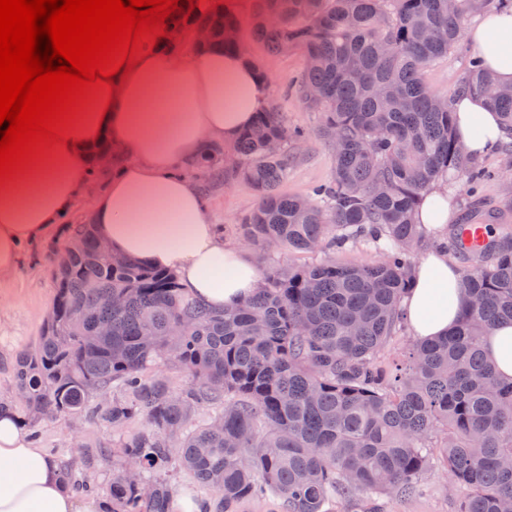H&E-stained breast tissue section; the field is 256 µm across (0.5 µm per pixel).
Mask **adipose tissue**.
<instances>
[{"label": "adipose tissue", "mask_w": 512, "mask_h": 512, "mask_svg": "<svg viewBox=\"0 0 512 512\" xmlns=\"http://www.w3.org/2000/svg\"><path fill=\"white\" fill-rule=\"evenodd\" d=\"M482 65L512 88V10H485L468 33ZM115 93L101 91L51 158L0 188V278L14 273L23 243L49 231L81 199L91 206L96 236L114 255L174 272L187 292L216 310L234 309L264 287L249 249L225 242L199 186L176 168L221 144L232 148L268 102V87L241 52L200 47L186 59L162 39ZM457 130L467 153L483 154L502 137L496 113L478 96L456 102ZM110 160L112 179L96 189L88 162ZM453 218L447 184H438L415 213L441 236ZM447 251L425 252L402 301L406 325L419 340L454 330L465 301ZM486 358L512 383V321L497 325ZM0 512H90L64 486L58 461L29 436L10 407L0 408Z\"/></svg>", "instance_id": "ef3b65f1"}]
</instances>
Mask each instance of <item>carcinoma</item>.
Wrapping results in <instances>:
<instances>
[{
  "instance_id": "cac0c4a2",
  "label": "carcinoma",
  "mask_w": 512,
  "mask_h": 512,
  "mask_svg": "<svg viewBox=\"0 0 512 512\" xmlns=\"http://www.w3.org/2000/svg\"><path fill=\"white\" fill-rule=\"evenodd\" d=\"M487 2L260 0L256 36L306 57L294 92L321 113L334 178L306 198L279 191L294 162L288 142L304 133L273 106L240 135L231 168L215 150L199 167L212 183L230 171L258 193L242 219L255 246L326 253L361 239L380 260L276 270L258 296L218 312L167 270L112 265L93 225L72 229L51 313L13 380L32 428L82 413L120 431L134 469L113 475L103 512H171L173 487L156 474L168 464L212 491L202 512L267 493L284 512H334L359 495H415L437 457L467 490L458 512L512 509V384L485 357L492 328L512 320V230L487 231L476 250L464 241L474 224L507 221L512 202L490 211L473 195L488 172L456 135L454 98L423 81ZM234 23L224 13L210 45L237 47L223 32ZM458 90L499 114L511 159L512 96L479 61ZM445 178L469 196L448 236L475 263L461 276L462 319L447 337L413 344L390 377L380 357L421 242L413 213ZM161 363L183 370L180 388L147 377ZM206 406L216 413L202 419ZM140 414L145 424L127 432Z\"/></svg>"
}]
</instances>
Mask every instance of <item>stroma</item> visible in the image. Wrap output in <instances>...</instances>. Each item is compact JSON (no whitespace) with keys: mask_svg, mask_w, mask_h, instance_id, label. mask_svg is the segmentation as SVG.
<instances>
[{"mask_svg":"<svg viewBox=\"0 0 512 512\" xmlns=\"http://www.w3.org/2000/svg\"><path fill=\"white\" fill-rule=\"evenodd\" d=\"M238 21L239 40L251 60L269 79V100L285 112L291 126L302 129L305 139L294 144L298 161L281 184L282 192L306 195L324 183L333 172V156L327 142L318 135V113L309 111L294 94L292 87L302 75L305 57L301 51L288 53L270 51L253 34L259 0H222ZM476 51L469 40H461L448 57L428 67L424 73L427 88L435 95H450L471 66ZM486 168L497 171V178L484 181L478 191L487 205L497 206L512 190V162L493 151L482 156ZM214 222L221 228L224 239L243 243L242 217L258 202L255 190L245 181L231 177L206 194ZM89 221L88 202L79 200L65 223L55 225L50 232L28 241L22 248L15 272L0 280V402L18 405L12 377L16 356L34 345L49 316L55 297L57 259L68 236L69 225ZM117 439L110 427L87 418L60 417L42 423L35 438L36 444L51 456H63L76 471L84 472L95 488L88 497L90 507H98L102 495L112 481L114 472L128 468L122 454H111ZM90 445L106 449L107 454L91 468H84L79 446ZM459 489L454 485L444 465H437L423 477L422 492L413 498L377 497L379 512H456Z\"/></svg>","mask_w":512,"mask_h":512,"instance_id":"stroma-1","label":"stroma"}]
</instances>
